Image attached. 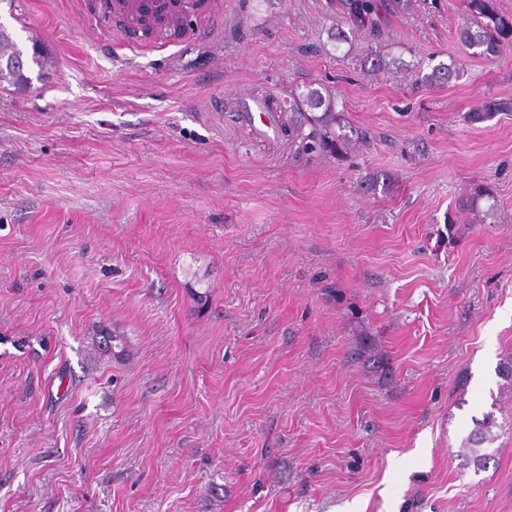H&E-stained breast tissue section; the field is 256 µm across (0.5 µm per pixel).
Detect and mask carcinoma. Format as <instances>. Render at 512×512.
Returning <instances> with one entry per match:
<instances>
[{
    "instance_id": "1",
    "label": "carcinoma",
    "mask_w": 512,
    "mask_h": 512,
    "mask_svg": "<svg viewBox=\"0 0 512 512\" xmlns=\"http://www.w3.org/2000/svg\"><path fill=\"white\" fill-rule=\"evenodd\" d=\"M334 25L328 38L336 51L352 53L353 38L366 35L381 44L385 41L389 16L406 13L413 9L414 0H329ZM456 39L473 54L486 60L499 56L503 46L512 43V18L499 9L498 0H466L465 16L456 29ZM349 49H344V46ZM19 45L0 26V84L18 89L30 86V77L18 58ZM363 63L369 64V72H388L393 67L402 68L405 63L390 53L374 51ZM459 75L458 63H440L431 72L422 75L421 81L444 84ZM265 111L278 115L276 136L285 140L288 153L297 160L324 156L342 160L352 148L367 143L372 138L370 130L353 125L344 110L339 108L335 93L324 85L308 84L295 87L284 96L272 93L259 95ZM500 112H512V98H486L482 104L467 113L471 124L482 123ZM490 198L481 186L472 187L461 198L459 207L474 210L480 201ZM104 351L115 359H126L132 354L128 338L117 331L102 332ZM502 380L501 393L512 395V353L502 358L496 367ZM497 427L494 414L488 412L481 419L473 420V428L462 446L466 464L477 470L486 468L491 454L485 444L494 440L493 428Z\"/></svg>"
}]
</instances>
